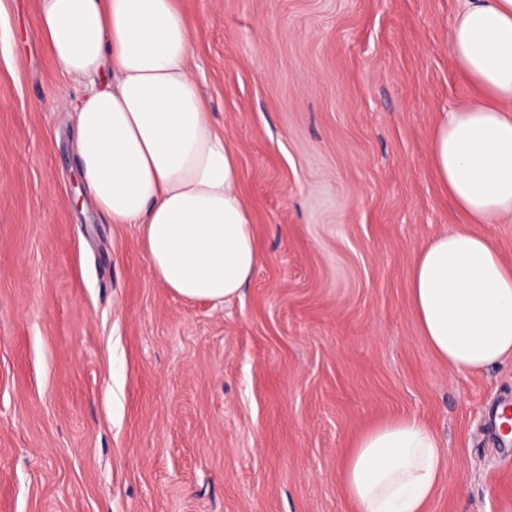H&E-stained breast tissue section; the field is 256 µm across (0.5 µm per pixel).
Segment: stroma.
<instances>
[{"label":"stroma","instance_id":"35a3bbf8","mask_svg":"<svg viewBox=\"0 0 512 512\" xmlns=\"http://www.w3.org/2000/svg\"><path fill=\"white\" fill-rule=\"evenodd\" d=\"M463 0H182L192 73L237 154L262 261L239 298L176 297L134 228L75 205L82 87L0 0V512H358L340 466L410 415L453 467L430 512H512L486 427L512 362L452 373L410 298L460 224L429 139L474 94Z\"/></svg>","mask_w":512,"mask_h":512}]
</instances>
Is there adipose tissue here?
Here are the masks:
<instances>
[{"label":"adipose tissue","mask_w":512,"mask_h":512,"mask_svg":"<svg viewBox=\"0 0 512 512\" xmlns=\"http://www.w3.org/2000/svg\"><path fill=\"white\" fill-rule=\"evenodd\" d=\"M192 26L179 0H39V37L85 87L61 105L88 201L135 227L164 288L221 304L260 251L237 156L191 72ZM448 43L477 94L436 124L429 153L464 225L419 251L410 297L436 358L466 375L512 358V265L471 230L512 220V0H463ZM451 465L437 432L405 416L358 438L341 481L359 512H427Z\"/></svg>","instance_id":"adipose-tissue-1"}]
</instances>
